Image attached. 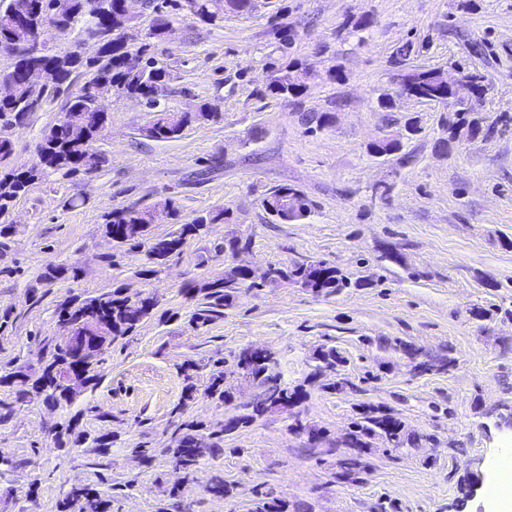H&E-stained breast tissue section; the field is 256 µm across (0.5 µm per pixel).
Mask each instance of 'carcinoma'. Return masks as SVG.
I'll return each instance as SVG.
<instances>
[{
  "label": "carcinoma",
  "mask_w": 512,
  "mask_h": 512,
  "mask_svg": "<svg viewBox=\"0 0 512 512\" xmlns=\"http://www.w3.org/2000/svg\"><path fill=\"white\" fill-rule=\"evenodd\" d=\"M253 0H194V13L186 14L182 9V0H141V8H151L156 14L155 24L148 33V41L142 43L136 51L127 49L121 30L134 24L137 15L127 13L126 0H111V12L87 16L85 0H0V43L25 41L27 33L39 29L43 33V49L36 57L46 72V82L33 89L26 81L22 71L27 68L30 57L26 55L11 58V63L3 75L14 84L10 98L0 99V246L12 230L8 216L15 202L24 196L30 187L48 171L72 176L89 169H99L104 157L94 143L101 140L105 129L107 114L95 101V88L100 84H109L120 95L138 98L150 112L156 113V119L147 129V136L167 141L181 137L184 130L193 123H206L219 117L209 102L200 103L193 112H176L162 104L165 92L174 74L152 55L151 48L166 39V31L172 21L187 17L195 22L218 25L224 22V13L249 15L252 13ZM94 26L103 42V55L97 58H80L69 51H58L54 42L67 33L82 34L88 26ZM271 77L264 88L257 90L261 99L298 100L307 90L309 72L297 60H285L270 66ZM434 68L414 66L411 75L414 86L410 87L398 81L400 90H418V95L432 98L438 94L439 87L431 76ZM81 74L84 82L78 90H72L73 75ZM64 99L62 112L79 113L74 121L60 120L42 130L38 144L42 152L37 154L38 163L30 170L17 172L11 167L13 154L12 134L28 124L30 116L44 111L48 105ZM446 136L440 138L439 147H449L464 139L494 136L495 127L484 124V118L467 112L463 107L443 118ZM262 205L268 212L275 211V220L281 224H301L312 214V203L305 193L293 186L282 185L263 198ZM160 207L167 211L170 223L176 228L165 235H151V229L140 233L127 231L128 226L146 223V215L152 208ZM233 213L224 208L209 211L204 215L183 223L180 220V208L173 198H165L149 205H131L112 211L105 223V233L120 246L139 247L142 240L150 239L146 256L148 266L142 270L147 276L161 272L162 266L172 256L182 252L184 244L202 237L209 224H230ZM285 281L310 285L312 293L330 296L345 288H357L360 283L351 281L333 265L324 260L293 262L287 266H276ZM256 285L247 281L244 271H232L224 276L211 278L202 283L195 292L202 295V302L192 314L190 323L199 327L224 315L225 310L234 307L238 294L243 289H254ZM156 303L151 302L139 312L131 310L130 295L116 288L101 292L81 300L65 299L56 308L58 321L71 325L75 331L84 329L77 323L78 313L83 311L108 326L111 333L109 342L96 350L89 358L78 355L68 345L54 344L45 365L35 370L22 363L13 371L0 376V385L10 388V397L0 398V420L8 419L17 404H26L32 400L43 399L54 404L71 401L68 388L63 386L64 378L74 373L81 377V387L94 389L100 382V366L104 355L119 340L132 335L142 321L154 316ZM404 354L414 357L418 348L401 338L380 342ZM246 378L257 390L270 385L272 375L268 365L259 362L244 364ZM277 399L284 402L283 408L293 411L302 401L303 393L297 388L283 385L276 389ZM205 394L220 402L231 400V393L224 389V372L212 374ZM269 413V407L244 408L229 418L220 428L204 431L200 426L185 425L186 432L177 440L173 448L166 449L178 470L177 482L188 478L199 459L205 455L216 456L224 451V434L255 422ZM382 438L395 448L406 444H415L416 435L405 428V424L392 414L366 406L360 410L352 422V430L345 440L348 451L340 461L338 478L347 481L357 480L364 468L363 457L372 440ZM110 501L102 499L99 492L88 488H73L61 504L60 512H107ZM247 512H306L305 504L292 505L276 498L270 492L256 494L250 500Z\"/></svg>",
  "instance_id": "1"
}]
</instances>
